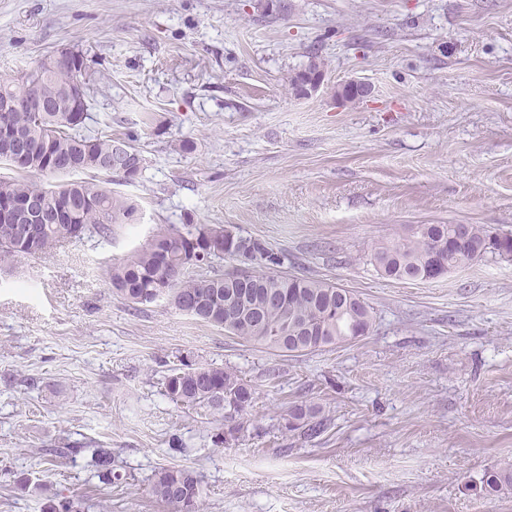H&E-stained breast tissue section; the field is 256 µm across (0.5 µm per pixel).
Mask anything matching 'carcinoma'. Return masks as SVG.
<instances>
[{
	"label": "carcinoma",
	"instance_id": "cac0c4a2",
	"mask_svg": "<svg viewBox=\"0 0 512 512\" xmlns=\"http://www.w3.org/2000/svg\"><path fill=\"white\" fill-rule=\"evenodd\" d=\"M87 75L85 60L45 70L38 63L16 77L0 80V98L23 99L37 80L41 93L62 99L64 89ZM9 129L27 143L29 152L13 160L0 151V163L18 172L67 176L58 184H38L24 177H0V203L38 197L46 207L63 202L80 209L72 224H38L36 236H18L12 224H0V263L18 257L46 254L66 239L88 235L107 240L112 225L133 224L139 209L131 198L111 189L112 176L132 183L142 174L141 165L129 172L108 169L104 159L113 148L124 145L139 152L131 140L83 132L80 112H30L19 108L3 116ZM209 256L207 266L229 257L240 262L233 272L194 275L183 257L194 251ZM487 252L512 256V236H490L480 224L469 225L464 236L453 224H419L411 236L378 248L373 254L376 267L386 276L422 281L439 278ZM280 255L263 241L224 237L220 224H184L159 233L145 246L109 270L113 290L133 307L164 300L176 310L197 320L221 327L247 343L262 345L280 353L302 354L326 346L356 340L369 334L371 308L352 291L324 280L288 275L278 270ZM275 294L276 299L268 298ZM167 397L177 406L205 409L224 417V432L218 443L239 440L244 431L243 416L253 408L254 387L235 371L213 365L185 362L165 377ZM327 418L314 404H294L288 408L285 429L306 439L320 436ZM100 477L107 483L120 480L113 472L112 450L94 452ZM488 496L512 492V467L485 473ZM149 494L171 505L176 512H200L201 487L194 471L164 469L155 474Z\"/></svg>",
	"mask_w": 512,
	"mask_h": 512
}]
</instances>
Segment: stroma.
<instances>
[{
	"instance_id": "35a3bbf8",
	"label": "stroma",
	"mask_w": 512,
	"mask_h": 512,
	"mask_svg": "<svg viewBox=\"0 0 512 512\" xmlns=\"http://www.w3.org/2000/svg\"><path fill=\"white\" fill-rule=\"evenodd\" d=\"M281 3L0 0V74L82 50L89 130L145 159L112 184L138 200L136 223L0 264V512L64 496L174 512L148 493L172 467L195 470L202 512H512V493L482 489L512 467V258L423 282L372 260L417 224L512 234V0ZM313 52L324 82L300 97L290 78ZM351 79L372 93L341 103ZM181 224L265 240L284 272L367 303L370 334L289 357L162 301L133 308L110 268ZM185 361L254 386L238 442L216 445L221 416L166 396ZM301 401L329 419L318 438L283 429ZM93 448L112 451V490Z\"/></svg>"
}]
</instances>
